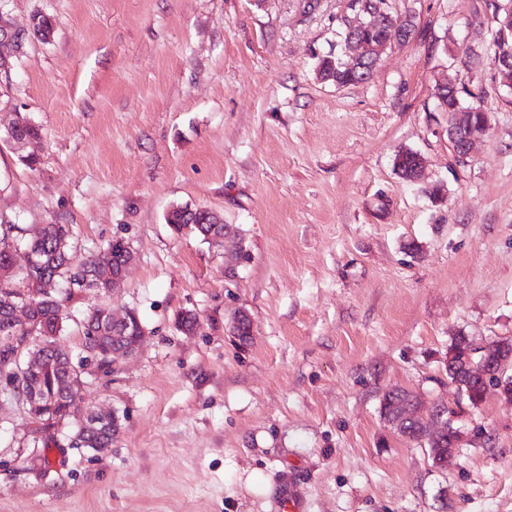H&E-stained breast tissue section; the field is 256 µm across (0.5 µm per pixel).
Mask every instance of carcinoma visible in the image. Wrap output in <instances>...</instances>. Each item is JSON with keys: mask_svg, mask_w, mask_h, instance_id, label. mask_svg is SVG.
<instances>
[{"mask_svg": "<svg viewBox=\"0 0 512 512\" xmlns=\"http://www.w3.org/2000/svg\"><path fill=\"white\" fill-rule=\"evenodd\" d=\"M319 67L328 75L344 85L361 82V75L351 74L343 58H324ZM40 130L22 117L17 118L8 128L4 129V138L17 139L39 138ZM166 224L175 225L174 231L180 232L187 228L201 236L209 243L218 247L224 246V225L216 213L207 216L200 214H183L174 211L166 219ZM25 241V248L33 252L38 264L32 269L21 271L22 282L29 289L30 296L37 302L35 311V331L11 323L8 297L11 295V284H0V341L6 343L14 336H27L31 333L47 338L59 336L64 330L66 316L61 309L60 300H71L72 289L81 288V281L91 276L97 267V258L86 256L79 258L71 249L69 229L65 224H38L30 228H22L16 224H0V267L9 260L10 252L16 248L17 239ZM85 342L95 344L98 340L112 339V322L108 308L97 307L90 311L82 321ZM408 393L397 394L388 392L381 404V416L390 421L399 403L406 399ZM79 397L68 399L58 409V414L68 425L72 421H80L81 408ZM119 426L110 423L90 426L85 429L84 441L88 448H108L112 445V435Z\"/></svg>", "mask_w": 512, "mask_h": 512, "instance_id": "obj_1", "label": "carcinoma"}]
</instances>
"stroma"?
<instances>
[{
  "label": "stroma",
  "mask_w": 512,
  "mask_h": 512,
  "mask_svg": "<svg viewBox=\"0 0 512 512\" xmlns=\"http://www.w3.org/2000/svg\"><path fill=\"white\" fill-rule=\"evenodd\" d=\"M505 3L388 0L415 35L339 86L317 67L360 18L351 0H0L17 26L54 24L0 72V127L40 130L0 142V220L69 225L82 255L130 244L123 288L69 308L74 359L95 307L146 331L85 369L83 409L119 417L105 453L65 444L32 472L31 423L0 389V512H512V402L470 405L447 364L456 337L512 340V88L490 48ZM444 72L490 118L463 163ZM406 150L421 183L395 171ZM174 206L220 215L223 246L173 233ZM396 389L447 409L455 465L385 422Z\"/></svg>",
  "instance_id": "stroma-1"
}]
</instances>
